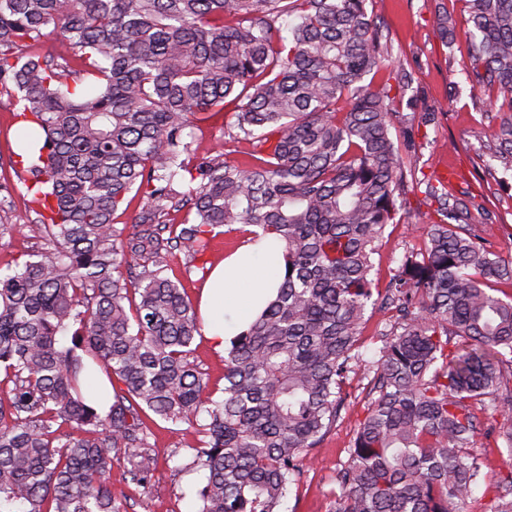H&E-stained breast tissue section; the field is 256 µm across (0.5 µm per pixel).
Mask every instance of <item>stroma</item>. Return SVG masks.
Instances as JSON below:
<instances>
[{
  "mask_svg": "<svg viewBox=\"0 0 512 512\" xmlns=\"http://www.w3.org/2000/svg\"><path fill=\"white\" fill-rule=\"evenodd\" d=\"M445 4L458 34L440 40L434 26L438 4ZM368 12L380 25L383 44L409 83L394 89L390 109L394 113L392 137L404 146L406 131H413L417 179L443 181L449 201L471 203L468 222L472 229L494 243L502 253L512 252V189H503V164L496 157L494 138L506 112L465 79L469 65L462 0H369ZM18 105L0 98V270L27 259L44 240L35 213L27 205L30 195L14 168L15 154L23 141L24 124ZM233 107L200 124L194 146L198 155L219 151L234 154L239 145L230 140ZM411 213L399 223L387 225L373 257L372 278L385 288L389 274L406 248L420 245L424 226L435 217L439 202L424 186L411 199ZM368 380L352 378L350 396L335 427L311 454L305 478L284 501L281 512H329L335 488L336 468L364 415L362 397ZM151 432L150 441L159 457L147 486L124 482L120 469L112 471V488L127 502V512H195V492L204 473L187 467L186 448L198 442L194 424L165 421L152 412L142 415Z\"/></svg>",
  "mask_w": 512,
  "mask_h": 512,
  "instance_id": "35a3bbf8",
  "label": "stroma"
}]
</instances>
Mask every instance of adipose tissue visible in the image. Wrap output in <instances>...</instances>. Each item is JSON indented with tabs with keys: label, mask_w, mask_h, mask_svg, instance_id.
Masks as SVG:
<instances>
[{
	"label": "adipose tissue",
	"mask_w": 512,
	"mask_h": 512,
	"mask_svg": "<svg viewBox=\"0 0 512 512\" xmlns=\"http://www.w3.org/2000/svg\"><path fill=\"white\" fill-rule=\"evenodd\" d=\"M281 251L267 243L261 251L240 247L218 261L201 289L204 332L214 348H223L276 295Z\"/></svg>",
	"instance_id": "1"
}]
</instances>
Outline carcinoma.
<instances>
[{
  "instance_id": "obj_1",
  "label": "carcinoma",
  "mask_w": 512,
  "mask_h": 512,
  "mask_svg": "<svg viewBox=\"0 0 512 512\" xmlns=\"http://www.w3.org/2000/svg\"><path fill=\"white\" fill-rule=\"evenodd\" d=\"M462 2L466 77L511 112L496 140L512 171V0ZM436 29L454 38L443 6ZM49 33L59 50L34 53ZM381 39L367 0H0V97L31 129L20 177L45 238L0 271V512H126L112 467L150 482L146 410L203 418L197 512H281L359 371L332 512H466L482 437L501 457L485 512H512V293L495 288L512 287V254L445 207L374 293L372 255L416 169L391 137L406 75ZM228 100L246 159L195 155L194 127ZM132 191L134 223H114ZM235 225L275 240L284 273L230 341L216 400L190 361L200 318L164 262L206 273L212 233ZM369 311L386 315L373 360Z\"/></svg>"
}]
</instances>
